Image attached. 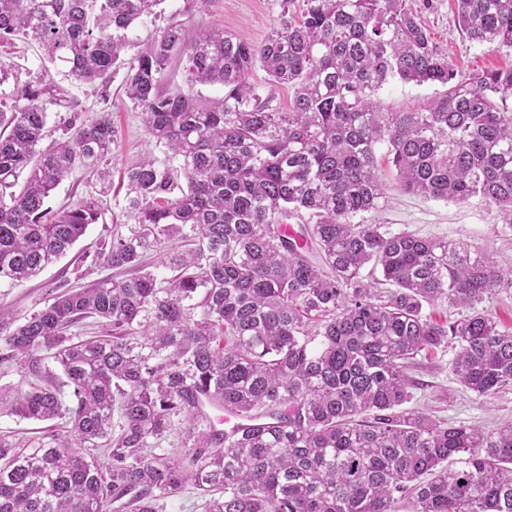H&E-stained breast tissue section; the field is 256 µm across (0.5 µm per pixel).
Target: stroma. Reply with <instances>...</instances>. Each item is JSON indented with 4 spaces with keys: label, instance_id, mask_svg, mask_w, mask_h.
<instances>
[{
    "label": "stroma",
    "instance_id": "stroma-1",
    "mask_svg": "<svg viewBox=\"0 0 512 512\" xmlns=\"http://www.w3.org/2000/svg\"><path fill=\"white\" fill-rule=\"evenodd\" d=\"M414 5L459 75L512 66V47L489 48L466 38L456 21L454 0H415ZM279 14V0H163L156 14L141 18L133 26L126 54L135 56L172 23L180 25L190 39L200 28L213 26L258 44L278 23ZM0 67L11 70L23 82H35L43 77L54 82L60 103L49 109V139L60 136L56 128L59 116L72 112L80 113L87 122L100 112H110L115 128V141L107 161L111 172L109 181H100L97 175L74 168L47 202L48 209L55 211L103 194L106 204L98 223L90 225L74 248L37 279L0 283V306L8 307L22 318L43 306L47 285L86 284L111 276V269L98 259L97 251L99 242L111 237L114 225L130 221L125 170L145 152H153L162 163L167 156L149 141L140 108L125 94L126 69L114 72L104 91L94 85L79 84L66 76L62 63L46 60L38 44L31 40L17 41L14 49L0 51ZM445 91V86L438 83L416 85L394 80L379 91L378 99L384 111H412L424 108ZM378 160V174L386 186V197L378 210L359 215L360 223L378 224L390 233L408 231L427 238L461 241L472 252L485 255L501 268H512V230L504 228L496 208L477 198L457 204L406 193L400 189L396 171L387 160L386 145H379ZM452 358L453 351L449 348H438L416 357V368L411 373L416 382L412 407L434 420L485 430L512 420V391L488 397L465 391L450 371Z\"/></svg>",
    "mask_w": 512,
    "mask_h": 512
}]
</instances>
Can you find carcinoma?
<instances>
[{"mask_svg": "<svg viewBox=\"0 0 512 512\" xmlns=\"http://www.w3.org/2000/svg\"><path fill=\"white\" fill-rule=\"evenodd\" d=\"M162 2L0 0L1 49L33 39L68 77L103 87L127 67L126 94L168 156L126 172L134 224L99 251L117 276L57 285L23 323L0 307V366L20 364L24 383L0 392V414L68 428L25 446L0 435V512H158L186 483L209 496L206 512H512V421L485 433L407 407L413 359L448 343L463 389H512V326L481 307L512 289V269L462 242L354 222L385 195V142L401 190L478 198L512 229V68L458 76L407 0H303L298 20L282 0L259 44L218 28L188 42L171 26L125 60L131 25ZM456 16L469 40L512 47V0H457ZM176 52L188 87L223 96L160 92ZM395 79L448 89L385 112L377 94ZM281 85L285 112L271 106ZM54 103L31 82L0 99V281L38 276L103 212L99 198L45 207L77 162L109 177L115 136L109 113L73 112L40 147ZM293 213L306 233L280 222ZM162 248L160 279L146 257ZM368 266L381 278H364ZM441 304L466 314L425 313ZM89 318L104 332L75 339ZM206 403L242 423L212 427ZM178 423L188 453L151 452Z\"/></svg>", "mask_w": 512, "mask_h": 512, "instance_id": "cac0c4a2", "label": "carcinoma"}]
</instances>
